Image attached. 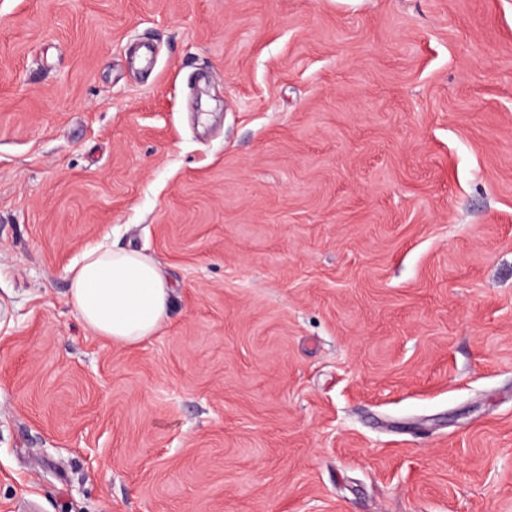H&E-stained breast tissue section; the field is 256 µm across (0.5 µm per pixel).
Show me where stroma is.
<instances>
[{"mask_svg":"<svg viewBox=\"0 0 512 512\" xmlns=\"http://www.w3.org/2000/svg\"><path fill=\"white\" fill-rule=\"evenodd\" d=\"M0 512H512V0H0ZM70 302L96 335L123 345L152 336L168 317L172 288L137 250H85L70 268Z\"/></svg>","mask_w":512,"mask_h":512,"instance_id":"1","label":"stroma"}]
</instances>
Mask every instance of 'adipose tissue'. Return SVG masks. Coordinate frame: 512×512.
Returning a JSON list of instances; mask_svg holds the SVG:
<instances>
[{
  "mask_svg": "<svg viewBox=\"0 0 512 512\" xmlns=\"http://www.w3.org/2000/svg\"><path fill=\"white\" fill-rule=\"evenodd\" d=\"M172 290L149 256L103 247L85 250L70 269V302L80 320L111 342L135 345L166 320Z\"/></svg>",
  "mask_w": 512,
  "mask_h": 512,
  "instance_id": "1",
  "label": "adipose tissue"
}]
</instances>
